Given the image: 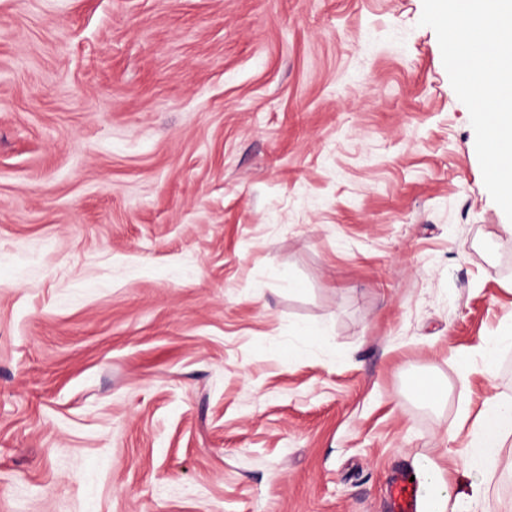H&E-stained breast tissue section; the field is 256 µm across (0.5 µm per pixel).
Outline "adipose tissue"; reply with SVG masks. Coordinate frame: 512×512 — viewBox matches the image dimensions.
<instances>
[{"label": "adipose tissue", "mask_w": 512, "mask_h": 512, "mask_svg": "<svg viewBox=\"0 0 512 512\" xmlns=\"http://www.w3.org/2000/svg\"><path fill=\"white\" fill-rule=\"evenodd\" d=\"M512 447V401L492 402L474 422L467 436L448 433L450 455L461 467L441 473H423V480L442 482L445 492L432 498L427 512H478L497 476V465L505 449Z\"/></svg>", "instance_id": "obj_1"}]
</instances>
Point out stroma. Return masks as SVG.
Returning a JSON list of instances; mask_svg holds the SVG:
<instances>
[{"label": "stroma", "instance_id": "1", "mask_svg": "<svg viewBox=\"0 0 512 512\" xmlns=\"http://www.w3.org/2000/svg\"><path fill=\"white\" fill-rule=\"evenodd\" d=\"M421 14L0 0V512H388L512 401L508 218ZM512 345V330L498 336H488L482 339L479 350L484 371L492 374L497 365L498 352L501 347ZM411 476H402L391 481L388 495L393 503L391 512H417L420 489L417 481H410Z\"/></svg>", "mask_w": 512, "mask_h": 512}]
</instances>
